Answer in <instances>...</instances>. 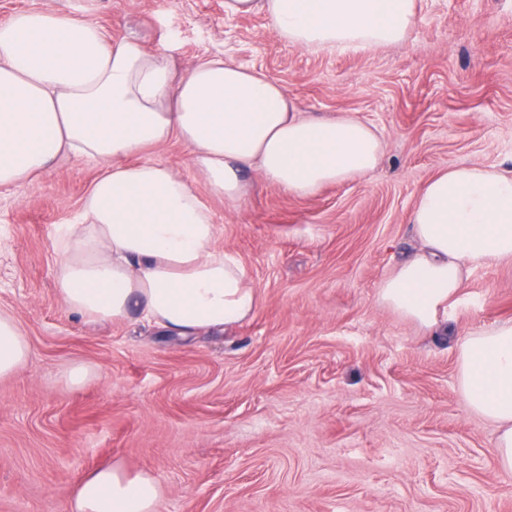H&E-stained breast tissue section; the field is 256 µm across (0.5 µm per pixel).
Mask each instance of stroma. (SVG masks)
Here are the masks:
<instances>
[{
    "mask_svg": "<svg viewBox=\"0 0 512 512\" xmlns=\"http://www.w3.org/2000/svg\"><path fill=\"white\" fill-rule=\"evenodd\" d=\"M20 10L138 38L180 67L229 57L277 79L298 111L354 113L384 153L368 177L312 197L258 180L235 208L206 196L259 307L190 340L59 304L58 231L96 163L1 191L0 310L30 357L0 380V512H68L106 463L156 474L163 512H512L496 428L457 382L459 342L512 320V264L470 273L439 315L444 336L377 297L416 246L409 215L432 176L512 170V0H418L406 41L344 53L291 47L224 0H0V20ZM75 363L93 371L79 387L63 378Z\"/></svg>",
    "mask_w": 512,
    "mask_h": 512,
    "instance_id": "stroma-1",
    "label": "stroma"
}]
</instances>
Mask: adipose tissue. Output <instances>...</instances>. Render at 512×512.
Masks as SVG:
<instances>
[{"mask_svg":"<svg viewBox=\"0 0 512 512\" xmlns=\"http://www.w3.org/2000/svg\"><path fill=\"white\" fill-rule=\"evenodd\" d=\"M263 12L275 36L309 52L374 51L403 42L416 0H224L231 16ZM181 141L194 178L129 156ZM377 131L345 112L297 111L265 73L215 56L177 69L134 38L106 39L94 24L49 10L0 21V189L35 183L65 159L102 172L80 223L59 237V303L93 321H147L187 337L258 310L247 269L218 249L220 227L199 194L243 201L245 172L299 197L370 175ZM416 251L378 288L386 308L425 328L474 269L512 262V171L461 165L431 177L410 213ZM30 345L0 311V379L22 371ZM458 382L467 408L497 427L502 474L512 475V321L466 336ZM149 471L108 464L79 482L69 512H162Z\"/></svg>","mask_w":512,"mask_h":512,"instance_id":"1","label":"adipose tissue"}]
</instances>
